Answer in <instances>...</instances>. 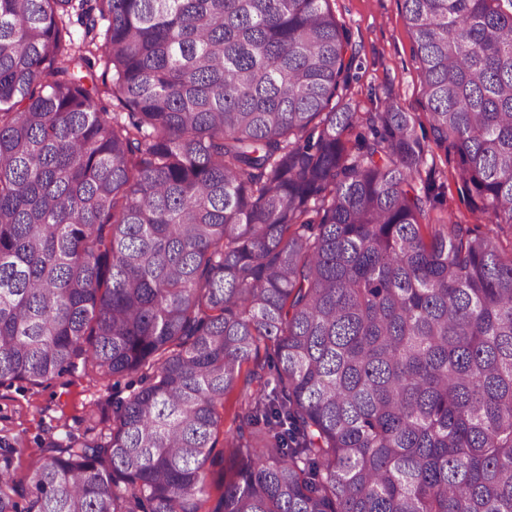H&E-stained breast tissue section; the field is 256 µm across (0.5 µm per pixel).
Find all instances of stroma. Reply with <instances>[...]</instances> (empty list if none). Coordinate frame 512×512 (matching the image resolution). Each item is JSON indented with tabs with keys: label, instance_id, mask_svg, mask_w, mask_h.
I'll use <instances>...</instances> for the list:
<instances>
[{
	"label": "stroma",
	"instance_id": "obj_1",
	"mask_svg": "<svg viewBox=\"0 0 512 512\" xmlns=\"http://www.w3.org/2000/svg\"><path fill=\"white\" fill-rule=\"evenodd\" d=\"M331 6L356 50L353 78L343 92L345 101L359 112L383 111L391 101L403 111L425 113L402 0H332ZM429 155L433 162L422 169L420 177L435 178L445 193L443 206L431 212L432 222L451 218L490 231L487 218L472 212L461 191L455 159L434 145ZM130 384L127 377L98 384L66 373L40 387L20 382L0 385V439L15 450L17 478L29 481L44 439L54 434H88L87 413L113 392L129 394Z\"/></svg>",
	"mask_w": 512,
	"mask_h": 512
}]
</instances>
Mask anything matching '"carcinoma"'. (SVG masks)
Segmentation results:
<instances>
[{"label":"carcinoma","mask_w":512,"mask_h":512,"mask_svg":"<svg viewBox=\"0 0 512 512\" xmlns=\"http://www.w3.org/2000/svg\"><path fill=\"white\" fill-rule=\"evenodd\" d=\"M403 10L512 229V0ZM349 44L331 0H0V384L139 375L29 484L0 445V512H199L235 390L212 512H512V245L429 223L420 115L338 101Z\"/></svg>","instance_id":"1"}]
</instances>
